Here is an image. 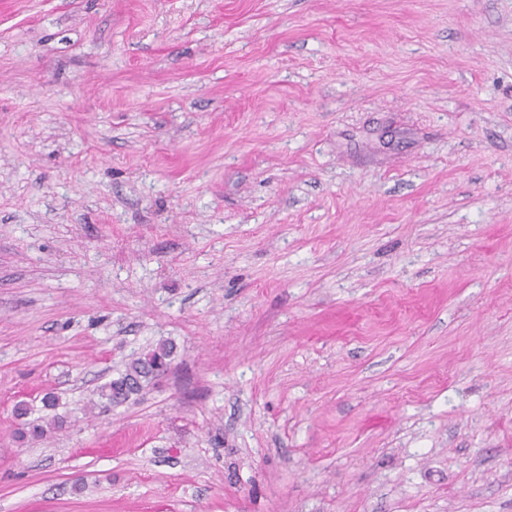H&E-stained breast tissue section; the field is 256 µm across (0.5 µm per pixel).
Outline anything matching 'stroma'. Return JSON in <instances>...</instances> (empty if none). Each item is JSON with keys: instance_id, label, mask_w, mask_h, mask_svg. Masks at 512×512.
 <instances>
[{"instance_id": "1", "label": "stroma", "mask_w": 512, "mask_h": 512, "mask_svg": "<svg viewBox=\"0 0 512 512\" xmlns=\"http://www.w3.org/2000/svg\"><path fill=\"white\" fill-rule=\"evenodd\" d=\"M0 512H512V0H0ZM172 354V344L161 342L131 359L126 364L124 372L98 389L97 396L100 400L90 399L86 408L90 412L99 409L105 413L112 405L125 402L131 395L137 394L142 389L144 382L167 368ZM42 417L40 420L32 421V422H24V427L18 432L19 437L21 439H29L31 441H39L46 437L47 433L53 431H59L63 429L65 426L64 417L58 416L57 414L52 417L46 419L44 421L45 425L39 424L38 422L42 421Z\"/></svg>"}]
</instances>
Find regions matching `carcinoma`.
<instances>
[{
  "instance_id": "cac0c4a2",
  "label": "carcinoma",
  "mask_w": 512,
  "mask_h": 512,
  "mask_svg": "<svg viewBox=\"0 0 512 512\" xmlns=\"http://www.w3.org/2000/svg\"><path fill=\"white\" fill-rule=\"evenodd\" d=\"M172 354V344L161 342L131 359L126 364L124 372L98 389V400H89L86 408L90 411L99 409L105 412L110 407L125 402L142 389L144 382L167 368ZM32 412V404L25 400H19L14 404L15 417L24 420V427L19 431V437L22 439L39 441L44 439L47 433L59 431L65 426L64 417L56 414L46 419L43 425L36 421H25Z\"/></svg>"
}]
</instances>
